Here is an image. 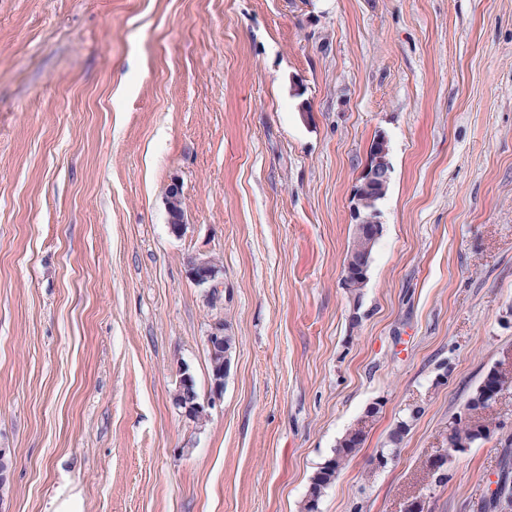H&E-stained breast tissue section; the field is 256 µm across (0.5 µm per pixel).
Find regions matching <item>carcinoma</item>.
Here are the masks:
<instances>
[{
  "mask_svg": "<svg viewBox=\"0 0 512 512\" xmlns=\"http://www.w3.org/2000/svg\"><path fill=\"white\" fill-rule=\"evenodd\" d=\"M388 155L387 140L378 135L370 146L369 165L381 166ZM377 239L361 230H354L353 247L350 254L355 259L354 273L364 271L362 265H370ZM512 396V363L504 360L489 369L483 380L468 399L464 411L448 421V447L461 452L478 440H486L504 428L494 412L498 404ZM419 411L414 410L406 419L397 421L389 435L388 447L377 451V456H396L404 436L410 429ZM366 437V427L361 425L350 428L338 441L334 454L311 478L308 494L303 504V512H319V501L323 491L335 482L340 470L348 458L362 448ZM512 503V463H504L496 481V489L489 497L476 503L477 512H503L504 501Z\"/></svg>",
  "mask_w": 512,
  "mask_h": 512,
  "instance_id": "cac0c4a2",
  "label": "carcinoma"
}]
</instances>
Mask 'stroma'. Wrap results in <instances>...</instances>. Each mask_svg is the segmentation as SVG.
<instances>
[{"instance_id": "35a3bbf8", "label": "stroma", "mask_w": 512, "mask_h": 512, "mask_svg": "<svg viewBox=\"0 0 512 512\" xmlns=\"http://www.w3.org/2000/svg\"><path fill=\"white\" fill-rule=\"evenodd\" d=\"M378 135L390 180L356 300ZM218 321L235 345L199 427L172 394L186 367L208 398ZM508 352L512 0H0V512H302L374 405L319 512H403ZM499 413L425 512L495 489L512 399ZM388 146L387 140H383L381 135L376 136L373 139L370 146V162L368 163L364 169V177L365 181L363 183V178H360V184L357 187L356 193H360L361 197L364 199L360 203L356 196L354 197L355 202L353 204V210L356 215L357 222L354 224V234H353V247L351 251L346 256V259L349 255H353L355 259V268L354 273L358 274L359 277H362V280H359L358 283H361L365 279V275H362L361 272L364 271L367 275L370 260L372 256L373 249L380 238H373L369 236L367 233L358 230L356 228L357 224H366L365 231L369 234L377 235L379 221L377 220V211H372L370 214H363L359 208L367 203L365 200H370L373 197V203L365 205L366 208L372 207L377 210L378 201H380L386 194L387 184L390 176V166L387 162L386 166L384 165V160L388 155ZM378 166H372V165ZM364 184L370 185L374 187L375 190L383 189L385 186V190L374 193V190L366 189ZM376 194V195H375ZM345 259V261H346ZM362 260H365L366 268H362ZM222 269L208 257H195L189 262V275L199 286L217 288ZM413 420V416L409 415L408 418L397 421L395 427L392 429L389 435V448H381L377 451L375 455V457L379 456L386 458H376L375 465H378L379 467H384L394 460L393 458L388 456H393L394 458L396 457L399 445L401 444L404 436L408 433L410 429V422ZM366 426L350 428L338 441L334 454L311 478L308 494L303 504L304 512H319V501L323 491L335 482L340 470L349 457L362 448L366 437Z\"/></svg>"}]
</instances>
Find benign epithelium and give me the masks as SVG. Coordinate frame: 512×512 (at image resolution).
<instances>
[{"mask_svg": "<svg viewBox=\"0 0 512 512\" xmlns=\"http://www.w3.org/2000/svg\"><path fill=\"white\" fill-rule=\"evenodd\" d=\"M390 166H367L364 169V184L374 187L376 190L384 188L389 181ZM168 212L170 216V229L173 234L179 235L185 228L184 212L181 206L179 194L172 193L167 199ZM366 201L354 202L353 210L357 223L365 225V231L370 234L377 233L379 221L377 212L373 211L368 215L360 211V207ZM221 268L208 257H195L189 262V275L199 286L215 288L218 284ZM207 347L210 351L214 366L219 371L212 382L211 395L207 401L198 403L193 400L190 391L191 377L187 368L179 371V381L176 391L173 393V403L181 410L186 418L193 423L202 426L209 419L210 410L221 400L224 391V377L227 375L230 359L224 357V326L216 324L207 336ZM13 472V454L8 448H0V485L10 483Z\"/></svg>", "mask_w": 512, "mask_h": 512, "instance_id": "benign-epithelium-1", "label": "benign epithelium"}]
</instances>
